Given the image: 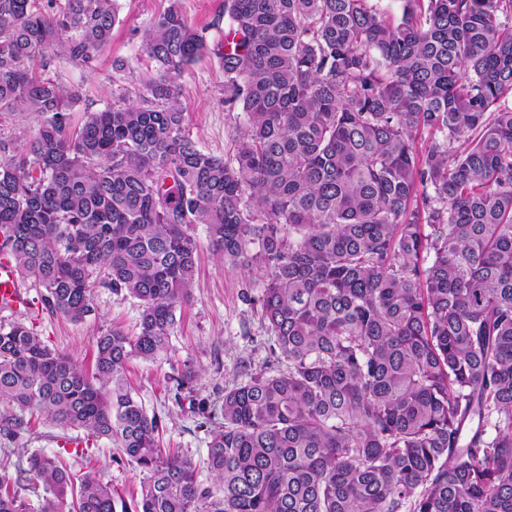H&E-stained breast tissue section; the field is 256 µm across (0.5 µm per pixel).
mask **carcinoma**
Returning a JSON list of instances; mask_svg holds the SVG:
<instances>
[{
	"label": "carcinoma",
	"mask_w": 512,
	"mask_h": 512,
	"mask_svg": "<svg viewBox=\"0 0 512 512\" xmlns=\"http://www.w3.org/2000/svg\"><path fill=\"white\" fill-rule=\"evenodd\" d=\"M512 0H224L227 158L186 134L177 76L207 49L173 2L150 20L136 101L71 125L115 0H0V233L19 276L72 322L93 289L139 301L95 337L92 372L0 323V401L104 438L145 474L126 502L98 472L32 453L0 512H512ZM428 141L418 144L421 134ZM207 225L213 253L265 271L272 360L224 390L203 485L160 447L126 383L167 354ZM2 125L1 132L7 135H14L19 138L30 135L32 129L35 126V120L33 117H29L27 114H15L7 119L2 118L0 123Z\"/></svg>",
	"instance_id": "obj_1"
}]
</instances>
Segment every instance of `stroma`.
<instances>
[{"mask_svg": "<svg viewBox=\"0 0 512 512\" xmlns=\"http://www.w3.org/2000/svg\"><path fill=\"white\" fill-rule=\"evenodd\" d=\"M168 5L169 0H116L119 21L110 43L97 54L95 70L66 63L48 70L49 78L80 87L81 98L72 107L75 124H82L88 113L123 97L135 98L141 91L142 79L151 68L144 52L143 30ZM181 7L209 45L208 51L176 80L184 106V127L199 148L224 158L233 150L234 130L245 122L243 113L224 109V73L212 50L217 33L211 24L223 14L224 0H181ZM121 61L129 62V69L116 70V63ZM192 232L199 243V256L190 300L177 312L171 348L155 361L131 360L126 381L148 412L161 417L163 447L184 453L200 465L206 458L212 430L224 423L225 388L241 382L246 369L262 366L270 342L252 302L262 289V270L234 267L219 260L209 247L205 225H194ZM24 283L29 307L14 316L2 315L0 321L21 319L49 348L70 355L84 369L93 365L94 341L101 330L116 327L129 334L137 330L141 308L132 297L96 289L94 313L74 323L45 308L44 290L34 278H25ZM188 366L195 369L196 376L188 386L177 388L176 378ZM201 401L213 413L210 425L204 428L199 427L196 413ZM29 420L28 430L17 438L0 434V461L22 467L31 453L59 451L66 431L36 413ZM64 460L76 472L83 462H90L123 498L141 492L143 473L108 440H89L84 457L68 453Z\"/></svg>", "mask_w": 512, "mask_h": 512, "instance_id": "1", "label": "stroma"}]
</instances>
